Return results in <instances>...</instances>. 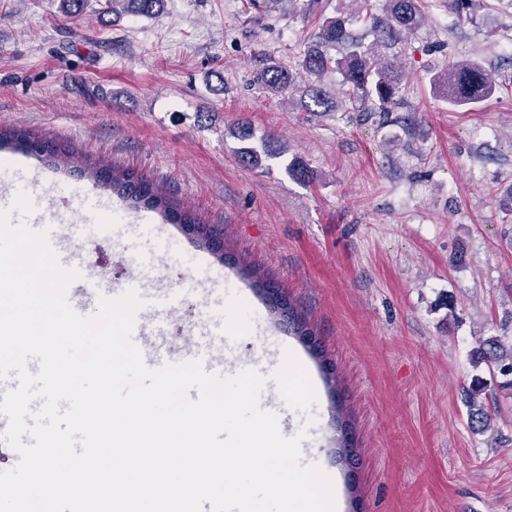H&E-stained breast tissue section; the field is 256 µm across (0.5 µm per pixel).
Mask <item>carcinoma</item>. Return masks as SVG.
<instances>
[{"label": "carcinoma", "mask_w": 512, "mask_h": 512, "mask_svg": "<svg viewBox=\"0 0 512 512\" xmlns=\"http://www.w3.org/2000/svg\"><path fill=\"white\" fill-rule=\"evenodd\" d=\"M346 7L333 17L325 18L315 37L307 44L298 67L305 74L301 86H296L297 72L284 64H273L261 74L262 82L275 93L289 90L300 93V103L309 112H331L339 108L324 87L322 77L330 69L341 71L344 83L349 86V101L358 111L367 107L383 115L391 111L400 92L402 71L395 61H387L378 52L384 39L393 40L410 33L423 23L419 0H384V14H369L370 32L376 40L366 44L347 28L355 12L368 10L370 0H343ZM166 0H112V11L131 12L153 18L163 13ZM89 6V0H60L59 9L68 16L77 17ZM343 49L336 56V49ZM434 83L447 91L448 103L453 107H467L493 94L499 84L473 60L457 61L434 79ZM90 179L112 186V191L129 201L130 207L141 206L157 211L165 220L179 224H194L196 219L188 212H181L161 190L145 180L120 169L105 170L95 165L86 166ZM476 364L487 363L501 375L511 377L512 345L498 337L480 341L472 353ZM480 389L469 392L467 406L473 427L490 426L491 416L479 404Z\"/></svg>", "instance_id": "obj_1"}]
</instances>
